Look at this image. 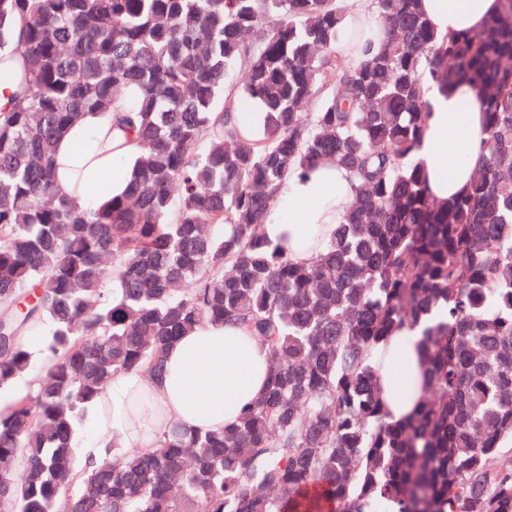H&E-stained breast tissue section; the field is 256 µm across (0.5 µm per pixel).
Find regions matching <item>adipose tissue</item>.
I'll return each mask as SVG.
<instances>
[{
	"mask_svg": "<svg viewBox=\"0 0 512 512\" xmlns=\"http://www.w3.org/2000/svg\"><path fill=\"white\" fill-rule=\"evenodd\" d=\"M422 7L438 33H472L498 10L499 0H422ZM427 98L430 111L418 156L431 193L448 198L461 194L473 177L470 158L479 146L483 114L467 87L443 93L432 85ZM111 123V113L89 115L57 146L58 184L85 208L120 192L129 176L132 149L115 153L101 145ZM351 198L349 175L335 165L290 176L263 232L272 244L286 245L294 261H310L316 239L335 228ZM419 340V332L402 330L378 356L384 398L396 420L410 414L421 396ZM269 371V352L254 337L230 324L198 325L169 346L160 380H148L137 370L113 375L88 410L93 434L82 448L83 461L97 463L112 446L129 453L157 447L174 425L192 432L223 431L265 392Z\"/></svg>",
	"mask_w": 512,
	"mask_h": 512,
	"instance_id": "1",
	"label": "adipose tissue"
}]
</instances>
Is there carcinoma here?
<instances>
[{"instance_id":"obj_1","label":"carcinoma","mask_w":512,"mask_h":512,"mask_svg":"<svg viewBox=\"0 0 512 512\" xmlns=\"http://www.w3.org/2000/svg\"><path fill=\"white\" fill-rule=\"evenodd\" d=\"M373 7L380 44L348 60L341 0H0V393L28 380L0 408V512H512V0L477 34ZM429 80L484 112L448 200L417 158ZM109 111L134 159L87 210L55 151ZM323 163L353 196L298 263L262 225ZM204 321L268 348L266 392L222 433L84 465L112 375H160ZM416 328L423 394L395 421L374 354Z\"/></svg>"}]
</instances>
